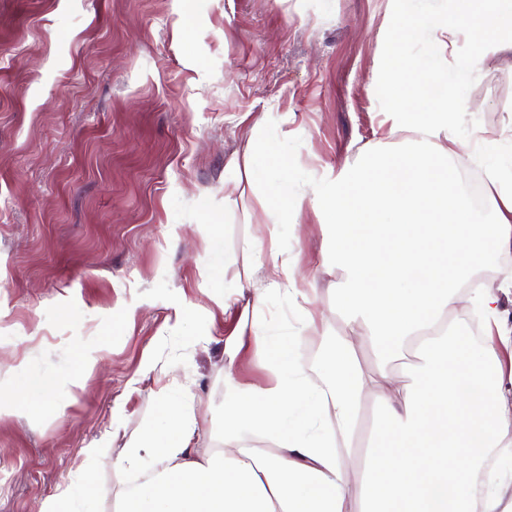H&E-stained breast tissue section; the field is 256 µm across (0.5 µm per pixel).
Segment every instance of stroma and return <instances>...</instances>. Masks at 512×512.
<instances>
[{
	"label": "stroma",
	"instance_id": "stroma-1",
	"mask_svg": "<svg viewBox=\"0 0 512 512\" xmlns=\"http://www.w3.org/2000/svg\"><path fill=\"white\" fill-rule=\"evenodd\" d=\"M392 0H0V512H37L77 469L120 512L123 448L193 395L194 451H223L226 376L272 382L248 326L287 333V296L238 275L270 219L252 188L224 201L252 130L289 136L305 182L359 163L384 115L371 93ZM463 127L512 137V58L466 88ZM280 225L314 329L349 335L310 207ZM57 409L44 406V399Z\"/></svg>",
	"mask_w": 512,
	"mask_h": 512
}]
</instances>
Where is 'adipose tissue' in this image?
I'll return each mask as SVG.
<instances>
[{"label": "adipose tissue", "instance_id": "1", "mask_svg": "<svg viewBox=\"0 0 512 512\" xmlns=\"http://www.w3.org/2000/svg\"><path fill=\"white\" fill-rule=\"evenodd\" d=\"M388 35L372 84L384 106L388 135L407 147H379L363 163L327 171L306 194L288 165L290 142L259 140L243 161H231L228 193L260 187V204L279 217L310 206L326 242L325 259L339 273L336 290L355 332L368 333L380 358L376 372L360 369L350 337L323 333L310 366L274 358L275 381L265 388L231 385L224 403L230 448L205 457L191 452L196 424L189 401L165 413L163 432L149 431L127 448L120 469L155 470L128 490L122 512H349V482L338 448L354 450L357 406L365 383L380 389L384 417L371 445L363 512H512V478L479 494L477 475L489 454L512 449V371L495 347L470 343L448 315L459 300L500 345L512 348V322L500 296L512 291V269L497 288H469L474 270L512 252V144L475 130L460 137L471 105L465 87L480 64L512 56L501 31L512 24V0L501 10L484 0H452V12H428L408 0ZM464 149L486 174L492 221L456 179L450 160ZM268 271L260 296L283 293L297 303L293 338L315 324L294 272L261 237L244 243ZM499 345V346H500ZM415 349L417 361L395 372L393 361ZM273 440L261 454L250 437Z\"/></svg>", "mask_w": 512, "mask_h": 512}]
</instances>
